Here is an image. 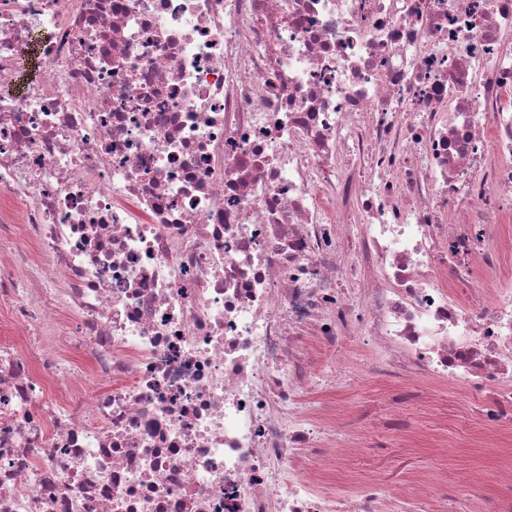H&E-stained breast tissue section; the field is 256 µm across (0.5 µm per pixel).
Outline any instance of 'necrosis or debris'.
<instances>
[{
    "label": "necrosis or debris",
    "mask_w": 512,
    "mask_h": 512,
    "mask_svg": "<svg viewBox=\"0 0 512 512\" xmlns=\"http://www.w3.org/2000/svg\"><path fill=\"white\" fill-rule=\"evenodd\" d=\"M1 247L0 512H421L316 394L512 433V0H0Z\"/></svg>",
    "instance_id": "1"
}]
</instances>
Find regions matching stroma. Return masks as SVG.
<instances>
[{"mask_svg": "<svg viewBox=\"0 0 512 512\" xmlns=\"http://www.w3.org/2000/svg\"><path fill=\"white\" fill-rule=\"evenodd\" d=\"M380 391V386L375 384L367 393L347 391L334 395L341 409L364 415L365 425L377 442L376 448L337 464L334 474L337 491H351L358 483L372 479L398 482L414 472L434 479L452 493L461 490L468 479L477 475L484 476L491 488L499 487L503 452L492 441L478 445L479 426L463 411L461 391L438 388L436 409L411 411L415 430L444 438L447 445L443 448H434L425 442L408 444L390 440L381 427L386 406Z\"/></svg>", "mask_w": 512, "mask_h": 512, "instance_id": "obj_1", "label": "stroma"}]
</instances>
